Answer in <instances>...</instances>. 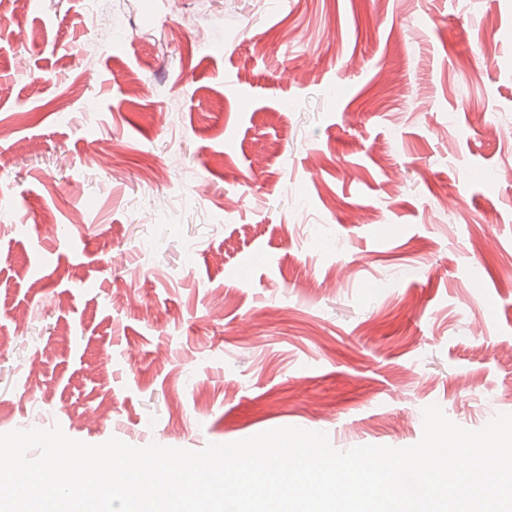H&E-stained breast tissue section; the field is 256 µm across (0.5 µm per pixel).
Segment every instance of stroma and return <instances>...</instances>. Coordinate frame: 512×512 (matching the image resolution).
I'll return each instance as SVG.
<instances>
[{"instance_id":"stroma-1","label":"stroma","mask_w":512,"mask_h":512,"mask_svg":"<svg viewBox=\"0 0 512 512\" xmlns=\"http://www.w3.org/2000/svg\"><path fill=\"white\" fill-rule=\"evenodd\" d=\"M1 82L0 433L512 412V0H0Z\"/></svg>"}]
</instances>
